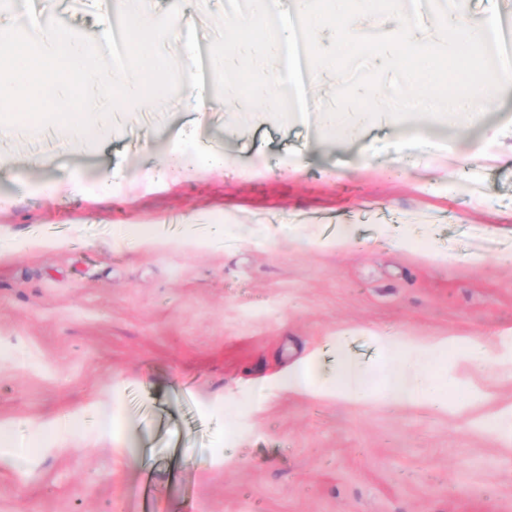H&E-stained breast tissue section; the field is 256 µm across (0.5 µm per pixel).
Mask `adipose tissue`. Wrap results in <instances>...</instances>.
<instances>
[{
    "label": "adipose tissue",
    "mask_w": 512,
    "mask_h": 512,
    "mask_svg": "<svg viewBox=\"0 0 512 512\" xmlns=\"http://www.w3.org/2000/svg\"><path fill=\"white\" fill-rule=\"evenodd\" d=\"M374 341L380 351L375 366L356 363L347 351L345 337L336 335L328 339L336 354V366L330 375H322L320 358L311 352L275 380L257 379L253 390L259 395L272 384L307 400L350 406L427 403L454 413L463 409V402L444 397L426 378V371L440 367L452 373L478 361L512 365L511 327L488 338L442 336L422 341L413 336L384 334L375 336Z\"/></svg>",
    "instance_id": "obj_1"
}]
</instances>
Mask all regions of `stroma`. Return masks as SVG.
<instances>
[{
    "instance_id": "1",
    "label": "stroma",
    "mask_w": 512,
    "mask_h": 512,
    "mask_svg": "<svg viewBox=\"0 0 512 512\" xmlns=\"http://www.w3.org/2000/svg\"><path fill=\"white\" fill-rule=\"evenodd\" d=\"M33 3L39 20L97 37L98 0ZM251 9L186 0L204 93L238 37L225 16ZM193 105L183 89L167 108L133 106L92 148L58 126L0 134V433L34 459L0 467V512H512V432L476 424L512 406V367H460L456 388L437 371L469 402L454 414L247 394L339 331L369 363L379 332L512 326V138L459 158L512 97L479 128L420 118L338 142L318 113L281 126L260 108ZM149 173L162 188L145 190ZM76 174L87 194L43 192ZM144 225L169 245L147 250ZM344 225L350 248L314 244ZM432 248L447 263H430ZM98 398L111 436L90 411L75 431L44 427Z\"/></svg>"
}]
</instances>
